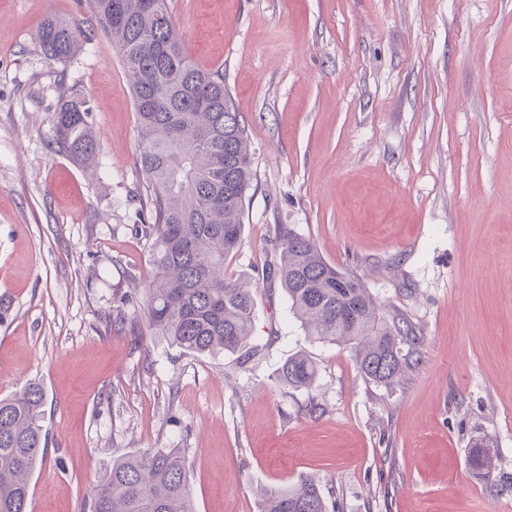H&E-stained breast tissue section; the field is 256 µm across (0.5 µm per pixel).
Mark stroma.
Listing matches in <instances>:
<instances>
[{"label": "stroma", "instance_id": "obj_1", "mask_svg": "<svg viewBox=\"0 0 512 512\" xmlns=\"http://www.w3.org/2000/svg\"><path fill=\"white\" fill-rule=\"evenodd\" d=\"M169 6L188 55L223 67L253 152L225 264L255 288L250 344L190 355L113 325L153 271L128 74L102 35L43 55V21L85 16L80 0H0V397H46L28 512H91L113 459L155 448L187 449L196 512H260V489L303 475L336 512H512V0ZM74 98L90 166L54 143ZM279 225L412 327L399 381L305 335L266 279ZM298 354L312 387L279 377Z\"/></svg>", "mask_w": 512, "mask_h": 512}]
</instances>
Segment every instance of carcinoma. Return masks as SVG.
<instances>
[{"label": "carcinoma", "mask_w": 512, "mask_h": 512, "mask_svg": "<svg viewBox=\"0 0 512 512\" xmlns=\"http://www.w3.org/2000/svg\"><path fill=\"white\" fill-rule=\"evenodd\" d=\"M86 0L88 17H48L38 30L44 56L63 61L96 34L112 42L131 80L137 121L136 163L149 184L141 231L151 240L154 274L140 310L148 330L197 355L234 353L249 344L252 291L224 271L244 234V199L253 177L245 125L224 86V69H206L185 51L168 0ZM89 107L67 100L53 113L58 147L90 160L96 138ZM279 279L306 335L352 350L364 378L391 384L403 372L401 345L417 337L381 311L363 280L338 269L309 239L277 228ZM305 355L283 364L280 378L312 387ZM40 385L0 398V512H28L29 480L42 457ZM472 463L493 477L487 448ZM184 448H156L112 461L93 489L92 512H195ZM261 512H329L318 482L303 475L285 489H260Z\"/></svg>", "instance_id": "obj_1"}]
</instances>
